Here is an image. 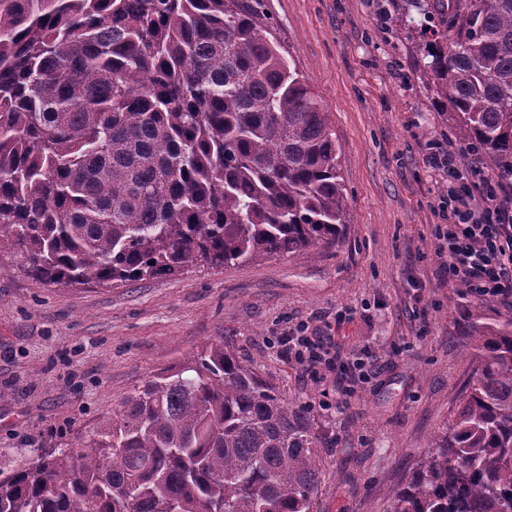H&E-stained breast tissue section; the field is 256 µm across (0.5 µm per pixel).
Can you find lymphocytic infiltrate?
<instances>
[{"mask_svg": "<svg viewBox=\"0 0 512 512\" xmlns=\"http://www.w3.org/2000/svg\"><path fill=\"white\" fill-rule=\"evenodd\" d=\"M427 162L450 179L439 199L445 222L436 230L449 282L484 300H512V174L478 177L472 167L460 166L451 150L431 151ZM281 345L298 363L343 376L349 371L348 363L336 356L333 339L309 325L282 337Z\"/></svg>", "mask_w": 512, "mask_h": 512, "instance_id": "lymphocytic-infiltrate-1", "label": "lymphocytic infiltrate"}]
</instances>
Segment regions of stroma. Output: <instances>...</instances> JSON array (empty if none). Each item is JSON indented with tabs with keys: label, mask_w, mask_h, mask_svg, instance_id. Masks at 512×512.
I'll list each match as a JSON object with an SVG mask.
<instances>
[{
	"label": "stroma",
	"mask_w": 512,
	"mask_h": 512,
	"mask_svg": "<svg viewBox=\"0 0 512 512\" xmlns=\"http://www.w3.org/2000/svg\"><path fill=\"white\" fill-rule=\"evenodd\" d=\"M401 4L259 0L340 146L349 208L336 243L114 286H49L0 253V472L91 442L153 373L221 341L288 403L311 407L326 443L312 512H387L472 373L462 310L512 316L450 286L435 250L448 175L427 146L459 143L432 101L423 37L397 23ZM301 323L370 365L369 380L345 394L335 374L288 360L275 339Z\"/></svg>",
	"instance_id": "stroma-1"
}]
</instances>
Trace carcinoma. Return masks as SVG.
<instances>
[{
	"label": "carcinoma",
	"instance_id": "obj_1",
	"mask_svg": "<svg viewBox=\"0 0 512 512\" xmlns=\"http://www.w3.org/2000/svg\"><path fill=\"white\" fill-rule=\"evenodd\" d=\"M464 145L512 159V0H405ZM318 95L248 0H0V252L41 282L303 256L348 198ZM388 512H512V318ZM311 409L222 342L157 371L98 438L0 478V512H310Z\"/></svg>",
	"mask_w": 512,
	"mask_h": 512
}]
</instances>
